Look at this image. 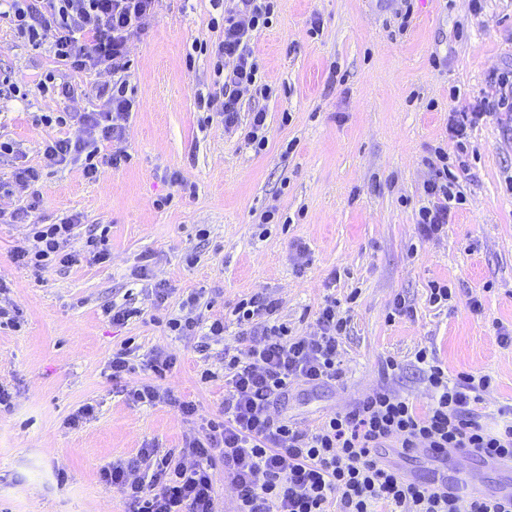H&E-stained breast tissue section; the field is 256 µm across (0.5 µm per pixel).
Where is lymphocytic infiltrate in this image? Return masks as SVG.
I'll return each mask as SVG.
<instances>
[{"instance_id": "obj_1", "label": "lymphocytic infiltrate", "mask_w": 512, "mask_h": 512, "mask_svg": "<svg viewBox=\"0 0 512 512\" xmlns=\"http://www.w3.org/2000/svg\"><path fill=\"white\" fill-rule=\"evenodd\" d=\"M156 0H0V20L32 47L45 50L56 68L36 90L74 96L76 89L63 76L70 71L103 69L113 76L106 112H60L45 116L46 124L71 128L72 133L46 143L42 162L53 167L68 162L82 166L85 177L96 178L100 166L119 168L130 161L123 149L134 98L130 93L129 48L144 30ZM219 12L223 36L212 48L213 77L224 94L221 108L212 98L198 96L206 119L225 130L240 126L244 94L266 97L270 88L261 80L251 42L269 25L275 0H210ZM52 41H45L47 29ZM113 149L102 152V143ZM424 185L425 205L418 210L422 238L439 236L461 203L458 177L448 154L438 149ZM40 169L17 168L13 179L27 192L25 209L0 211V220L28 221L34 246L19 248L15 261L34 275L76 262L67 246L79 219L39 223ZM199 293L190 294L184 315L167 327L176 336H200V348L224 335L223 319L201 327L194 309ZM279 301L270 296L240 300L232 314L240 329L238 345L224 354V411L209 420L201 434L186 438L179 450L141 448L136 458L112 462L100 472L103 482L122 487L132 512H218L214 488L216 459L224 461V478L236 493V512H512V500L484 499L436 490L431 481L408 479L383 464L378 451L395 448L406 456L428 451L436 460L452 448H464L488 464L512 460V408L502 410L503 422L487 429L479 406L492 384L487 375L468 372L449 376L432 351L419 349L415 361L431 393L426 411H418L407 397L388 387L366 395L350 409L322 419L308 430L291 422L285 411L292 387L317 388L344 376L341 338L349 318L335 296H326L316 315L317 332L296 336L277 316ZM174 356L153 352L145 368L150 380L127 388L135 405L177 404L185 418L195 416L190 401H177L161 377L172 368ZM150 478L139 477L141 467Z\"/></svg>"}]
</instances>
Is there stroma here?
Wrapping results in <instances>:
<instances>
[{"instance_id": "35a3bbf8", "label": "stroma", "mask_w": 512, "mask_h": 512, "mask_svg": "<svg viewBox=\"0 0 512 512\" xmlns=\"http://www.w3.org/2000/svg\"><path fill=\"white\" fill-rule=\"evenodd\" d=\"M413 6L406 21L402 0H278L272 25L253 40L273 92L244 102L240 114L244 122L254 109L267 114L259 154L243 131L206 123L195 102L198 92H219L209 54L191 48L221 37L209 24V0H157L130 47L137 106L123 143L129 164L101 167L93 180L74 163L42 164L44 143L65 134L42 116L102 110L85 89L111 83L110 73L69 74L71 98L0 97V140L17 148L0 158V183L16 168H40L42 223L79 218L68 244L77 262L38 279L14 260L16 247L32 243L28 227L0 223V279L10 287L0 305L18 309L22 321L20 330L0 329V385L12 394L0 410V512H126L124 493L101 482V469L148 444L181 447L202 420L221 416L224 349L237 343L232 309L255 294L278 298L279 318L298 336L316 333L325 296L351 302L341 343L346 374L334 386L291 394L288 417L301 427L383 385L427 404L412 365L425 346L449 375L492 376L484 423L512 406V345L497 338L498 325H512L511 111L491 113L471 131L459 175L466 202L443 235L422 239L415 224L432 148L455 149L449 112L471 110L497 76H512V0H482L477 11L470 0ZM314 20L320 33L311 38ZM53 68L0 23V74L31 87ZM183 182L193 194H181ZM168 194L172 204L156 208ZM271 209L282 223H262ZM104 227L112 258L96 263L84 244ZM145 260L141 278L135 271ZM434 281L451 289L447 305L429 303ZM198 290L204 321L226 320L223 341L203 352L195 338L164 327ZM473 297L481 313L470 310ZM398 298L408 311L396 316ZM112 305L138 314L113 325L104 314ZM123 345L139 362L156 349L172 353L162 382L195 401L196 418L169 404L129 403L122 387L140 374L119 384L109 368ZM390 355L403 369L387 379ZM206 368L216 377L204 384ZM88 404L93 417L70 427Z\"/></svg>"}]
</instances>
